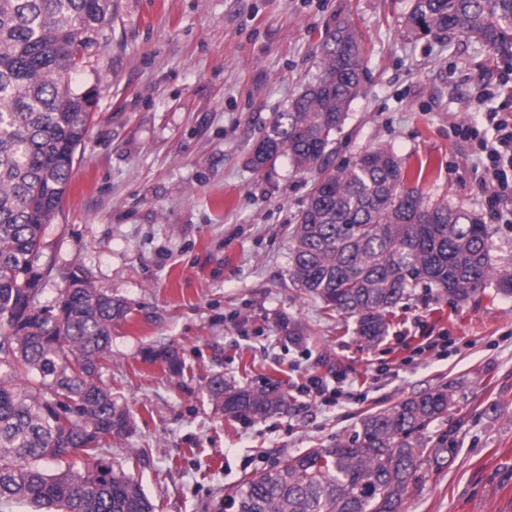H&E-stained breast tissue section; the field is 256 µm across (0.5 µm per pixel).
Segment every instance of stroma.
Listing matches in <instances>:
<instances>
[{
	"instance_id": "stroma-1",
	"label": "stroma",
	"mask_w": 512,
	"mask_h": 512,
	"mask_svg": "<svg viewBox=\"0 0 512 512\" xmlns=\"http://www.w3.org/2000/svg\"><path fill=\"white\" fill-rule=\"evenodd\" d=\"M112 38L80 75L89 131L62 209L45 240L57 268L83 265L96 288L130 312L112 331L103 378L132 419L107 460L141 484L154 512H214L227 488L336 436L360 418L429 387L453 386L462 412L457 455L426 472L402 512H512V295L489 282L455 303L416 287L376 345L354 319L327 315L292 286L289 232L312 186L287 158L261 171L250 148L271 113L319 73L325 28L347 17L366 59L331 165L393 149L422 171L431 199L479 214L496 265L512 270V224L497 223L478 185V146L454 125L486 131L477 99L512 49L497 52L432 34L408 39L410 0H114ZM311 331L288 340L280 318ZM445 337L440 353L416 356ZM171 347L184 373L144 361ZM280 381L288 412L234 421L209 404L205 383ZM333 377L322 395L309 377Z\"/></svg>"
}]
</instances>
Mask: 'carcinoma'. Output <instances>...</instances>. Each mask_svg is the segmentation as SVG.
<instances>
[{
    "label": "carcinoma",
    "instance_id": "carcinoma-1",
    "mask_svg": "<svg viewBox=\"0 0 512 512\" xmlns=\"http://www.w3.org/2000/svg\"><path fill=\"white\" fill-rule=\"evenodd\" d=\"M112 0H0V506L32 512H154L122 466L100 455L114 435L131 432L128 411L112 399L103 372L112 365V326L127 318L120 297L95 288L83 266L64 271L47 255L46 226L67 193L89 129L91 97L76 75L108 43ZM452 35L512 47V0H411L402 34ZM316 80L274 112L253 145L256 170L280 157L313 175L291 231L289 277L304 294L355 320L371 345L388 331L407 290L422 283L460 302L498 278L481 217L433 201L393 151L365 150L353 164L329 156L351 104L363 91L360 35L347 18L325 29ZM63 284L42 306L43 283ZM173 375L184 371L173 348L149 350ZM209 403L233 420L288 411L277 384L236 387L221 374L205 384ZM458 406L436 385L363 417L359 429L290 456L224 496L218 512H401L426 468L454 459L448 432L431 426ZM80 451L88 462L73 470ZM66 465L48 474L41 461Z\"/></svg>",
    "mask_w": 512,
    "mask_h": 512
}]
</instances>
